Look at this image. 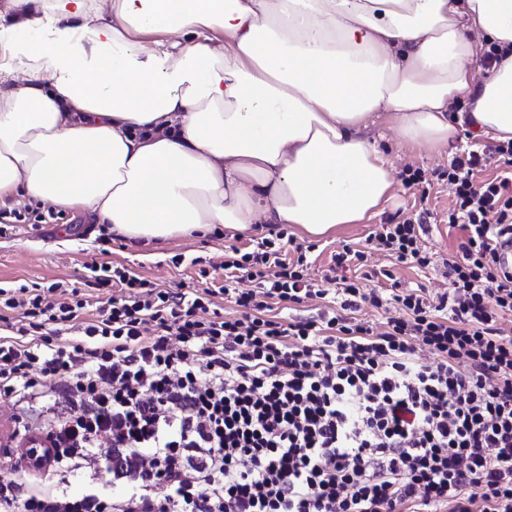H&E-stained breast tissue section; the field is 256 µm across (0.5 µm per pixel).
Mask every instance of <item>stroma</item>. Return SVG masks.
<instances>
[{
  "mask_svg": "<svg viewBox=\"0 0 512 512\" xmlns=\"http://www.w3.org/2000/svg\"><path fill=\"white\" fill-rule=\"evenodd\" d=\"M392 165L395 177L391 197L379 213L362 224H344L335 231L318 237L302 233L295 225H287L289 236L296 242L308 246L313 277H321L334 251L344 246L361 247L375 225L392 219L417 214L429 209L436 222L425 241L426 249L432 253L436 263L446 259L452 252L457 232L442 224L441 218L448 211L450 197L446 183L438 181L437 171L446 169L450 161L463 149L477 143L491 144V137L481 138L459 131L447 143L431 149H422L405 143L394 123L379 120L373 129ZM424 171L425 180L416 185H405L400 177L404 168ZM64 228L46 224L35 229L28 224H19L12 233L0 236V285L17 286L38 282L44 285L55 281L79 287L91 302H104L111 298L112 287H103L88 279L86 267L92 263L113 262L131 267L140 276L168 288L181 285L204 288L205 281L199 275L198 261L211 263V276L215 285H223L225 247L234 245L247 248L252 241L266 235L268 225H254L250 234L235 235L230 231L179 237L150 242H129L112 235L101 225L91 223L74 209H61ZM368 264L374 269L389 271V278L372 279L375 288H389L391 281L405 287H422L428 293L444 291L448 287L434 267L417 269L408 264L397 263L383 256H369Z\"/></svg>",
  "mask_w": 512,
  "mask_h": 512,
  "instance_id": "1",
  "label": "stroma"
}]
</instances>
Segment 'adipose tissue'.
I'll list each match as a JSON object with an SVG mask.
<instances>
[{
    "label": "adipose tissue",
    "instance_id": "adipose-tissue-1",
    "mask_svg": "<svg viewBox=\"0 0 512 512\" xmlns=\"http://www.w3.org/2000/svg\"><path fill=\"white\" fill-rule=\"evenodd\" d=\"M7 0L0 202L75 207L128 240L321 236L393 190L368 132L436 146L460 128L512 139V0ZM150 45H143V37ZM464 100L468 109L452 111Z\"/></svg>",
    "mask_w": 512,
    "mask_h": 512
}]
</instances>
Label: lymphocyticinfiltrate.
Listing matches in <instances>:
<instances>
[{"mask_svg":"<svg viewBox=\"0 0 512 512\" xmlns=\"http://www.w3.org/2000/svg\"><path fill=\"white\" fill-rule=\"evenodd\" d=\"M495 175H488L489 167ZM439 179L461 236L447 291L383 294L354 271L374 250L429 266V211L344 249L328 293L287 232L224 257V283L185 291L94 264L118 293L85 318L77 291L0 286V408L22 433L24 482L0 512H512V139ZM230 297L236 313L215 303ZM332 298L315 313L285 309ZM383 308L379 326L363 308ZM104 472L112 490L43 486Z\"/></svg>","mask_w":512,"mask_h":512,"instance_id":"1","label":"lymphocytic infiltrate"}]
</instances>
